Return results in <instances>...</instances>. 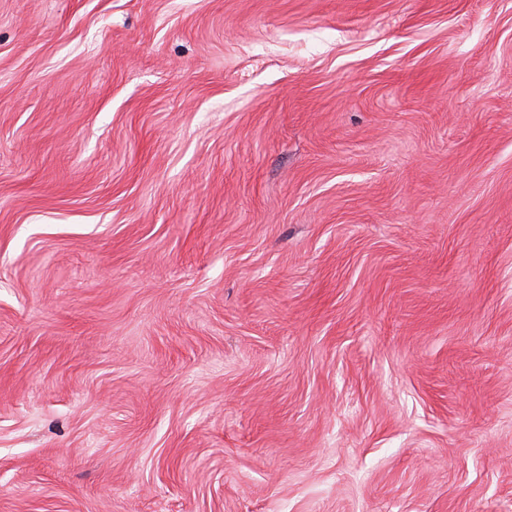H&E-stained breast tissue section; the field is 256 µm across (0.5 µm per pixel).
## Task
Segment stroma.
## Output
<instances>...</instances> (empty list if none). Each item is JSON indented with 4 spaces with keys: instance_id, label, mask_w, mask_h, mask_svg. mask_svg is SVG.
I'll use <instances>...</instances> for the list:
<instances>
[{
    "instance_id": "35a3bbf8",
    "label": "stroma",
    "mask_w": 512,
    "mask_h": 512,
    "mask_svg": "<svg viewBox=\"0 0 512 512\" xmlns=\"http://www.w3.org/2000/svg\"><path fill=\"white\" fill-rule=\"evenodd\" d=\"M0 512H512V0H0Z\"/></svg>"
}]
</instances>
